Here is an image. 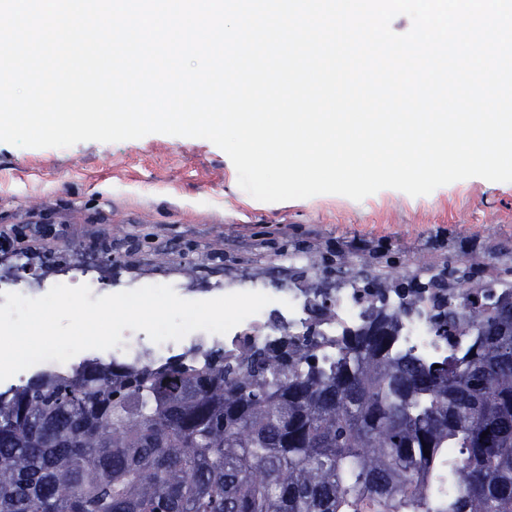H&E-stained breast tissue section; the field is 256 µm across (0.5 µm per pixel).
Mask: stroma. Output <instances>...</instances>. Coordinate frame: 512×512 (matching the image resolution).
I'll use <instances>...</instances> for the list:
<instances>
[{
  "mask_svg": "<svg viewBox=\"0 0 512 512\" xmlns=\"http://www.w3.org/2000/svg\"><path fill=\"white\" fill-rule=\"evenodd\" d=\"M48 222L54 237L39 236ZM0 229L36 236V256L112 252L105 294L166 283L186 300L260 288L284 294L309 276L310 250L388 252L438 266L499 245L512 266V182L473 177L413 197L383 189L266 203L241 189L212 142L153 133L66 148L0 142Z\"/></svg>",
  "mask_w": 512,
  "mask_h": 512,
  "instance_id": "35a3bbf8",
  "label": "stroma"
}]
</instances>
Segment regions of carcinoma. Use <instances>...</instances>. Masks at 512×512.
I'll list each match as a JSON object with an SVG mask.
<instances>
[{
  "instance_id": "1",
  "label": "carcinoma",
  "mask_w": 512,
  "mask_h": 512,
  "mask_svg": "<svg viewBox=\"0 0 512 512\" xmlns=\"http://www.w3.org/2000/svg\"><path fill=\"white\" fill-rule=\"evenodd\" d=\"M322 261L303 284L315 321ZM426 270L405 285L336 253V281L374 304L329 367L313 330L233 360L88 359L1 391L0 512H512V266ZM420 288L437 335L472 336L437 368L394 348Z\"/></svg>"
}]
</instances>
